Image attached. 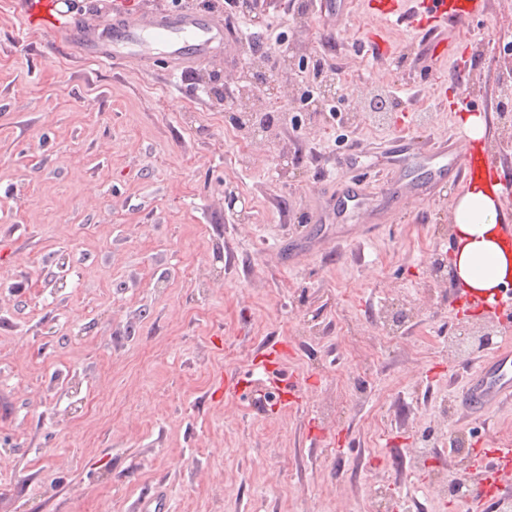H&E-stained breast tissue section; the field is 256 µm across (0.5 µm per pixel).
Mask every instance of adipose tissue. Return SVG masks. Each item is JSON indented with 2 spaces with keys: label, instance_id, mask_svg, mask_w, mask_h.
I'll return each instance as SVG.
<instances>
[{
  "label": "adipose tissue",
  "instance_id": "obj_1",
  "mask_svg": "<svg viewBox=\"0 0 512 512\" xmlns=\"http://www.w3.org/2000/svg\"><path fill=\"white\" fill-rule=\"evenodd\" d=\"M504 215L495 193L475 183L453 210L457 267L464 292L493 300L500 285L512 280V239L503 230Z\"/></svg>",
  "mask_w": 512,
  "mask_h": 512
}]
</instances>
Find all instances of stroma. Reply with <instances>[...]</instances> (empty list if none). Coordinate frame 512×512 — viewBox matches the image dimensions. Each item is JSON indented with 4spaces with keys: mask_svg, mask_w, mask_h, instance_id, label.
Wrapping results in <instances>:
<instances>
[{
    "mask_svg": "<svg viewBox=\"0 0 512 512\" xmlns=\"http://www.w3.org/2000/svg\"><path fill=\"white\" fill-rule=\"evenodd\" d=\"M22 2L0 0V512H136L158 487L170 512H378V484L393 487L396 512H504L512 482L482 503L434 490L461 461L457 438L512 444V404L480 422L455 405L474 364L448 339L468 297L426 278L433 255L452 252L467 182L399 205L370 238L364 214L312 217L323 184L361 176L380 194L396 174L387 150L459 135L467 110L486 115L482 144L512 185L490 64L512 45V0H479L464 26L430 32L420 0L391 18L372 0L302 20L288 0L267 8L265 26L323 63L345 116L284 98L295 122L275 145L229 119L252 61L275 53L224 0H184L223 17V56L147 70L50 48L24 29ZM173 5L57 0L64 19L97 27ZM376 33L391 54L374 51ZM374 88L399 103L382 121L359 110ZM391 301L417 312L389 338L378 314ZM281 346L298 382L288 403L219 392L220 377ZM365 347L379 353L369 366Z\"/></svg>",
    "mask_w": 512,
    "mask_h": 512,
    "instance_id": "1",
    "label": "stroma"
}]
</instances>
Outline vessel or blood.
<instances>
[{
	"label": "vessel or blood",
	"instance_id": "b4317fda",
	"mask_svg": "<svg viewBox=\"0 0 512 512\" xmlns=\"http://www.w3.org/2000/svg\"><path fill=\"white\" fill-rule=\"evenodd\" d=\"M477 4L478 0H427L425 11L435 22L449 19L462 23L470 18ZM22 21L28 30L61 38L75 55L94 63L107 64L129 56L148 62L159 53L169 61L189 65L216 56L224 48L223 22L197 12L170 13L145 23L133 17H122L114 21L111 28L78 33L72 23L61 21L55 0H24ZM420 159L429 167L428 186L417 187L395 179L385 190L387 198L423 199L433 195L436 187L449 177L474 179L483 166L476 148L464 146L453 138L438 142L430 153L422 156L405 153L400 156L399 164L407 168ZM340 192L341 201L335 214L320 213V223L362 211L371 212L373 221L381 220L382 210L373 207L360 181L344 180ZM263 362L269 367L267 383L293 387L294 381L285 370V359L279 350H266ZM456 400L471 417L484 416L504 401L512 400V349L495 350L470 371ZM470 465L489 477H496L512 468V448H496L491 454L475 456Z\"/></svg>",
	"mask_w": 512,
	"mask_h": 512
}]
</instances>
